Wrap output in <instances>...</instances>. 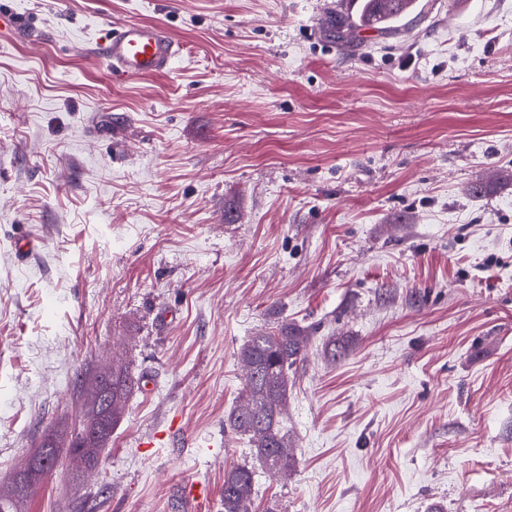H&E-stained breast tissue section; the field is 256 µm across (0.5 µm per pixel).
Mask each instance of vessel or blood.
<instances>
[{"instance_id":"b4317fda","label":"vessel or blood","mask_w":512,"mask_h":512,"mask_svg":"<svg viewBox=\"0 0 512 512\" xmlns=\"http://www.w3.org/2000/svg\"><path fill=\"white\" fill-rule=\"evenodd\" d=\"M90 51L111 72L137 78L170 69L180 47L159 26L128 22L113 28L106 39L91 45Z\"/></svg>"}]
</instances>
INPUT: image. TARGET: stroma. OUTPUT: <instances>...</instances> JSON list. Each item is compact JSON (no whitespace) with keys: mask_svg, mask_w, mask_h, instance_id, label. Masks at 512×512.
<instances>
[{"mask_svg":"<svg viewBox=\"0 0 512 512\" xmlns=\"http://www.w3.org/2000/svg\"><path fill=\"white\" fill-rule=\"evenodd\" d=\"M326 2L0 0V484L78 425L80 370L141 376L99 469L59 457L26 512L188 482L220 512L238 350L284 322L296 463L254 512H512V0L345 43ZM126 22L174 67L86 52ZM112 73L125 78L167 71L180 55V46L159 26L128 22L87 48Z\"/></svg>","mask_w":512,"mask_h":512,"instance_id":"35a3bbf8","label":"stroma"}]
</instances>
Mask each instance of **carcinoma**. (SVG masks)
Listing matches in <instances>:
<instances>
[{"instance_id": "1", "label": "carcinoma", "mask_w": 512, "mask_h": 512, "mask_svg": "<svg viewBox=\"0 0 512 512\" xmlns=\"http://www.w3.org/2000/svg\"><path fill=\"white\" fill-rule=\"evenodd\" d=\"M352 10L335 27L391 29L420 14V0H352ZM310 336L304 328L282 323L247 339L239 348L245 376L241 403L224 419V429L246 436L255 462L270 472L288 471L295 448L286 427L290 391L289 372L302 361ZM139 377L123 362L112 364L110 381L103 387L89 377L81 379L82 422L96 423L99 436L92 448H75L81 437L71 436L67 453L75 472L84 465L96 468L102 452L120 423L126 402L138 389ZM61 445L55 437L43 438L28 462V470L16 475L12 485L0 489V512H20L31 489L54 467ZM255 469L232 466L224 471V512H252Z\"/></svg>"}]
</instances>
